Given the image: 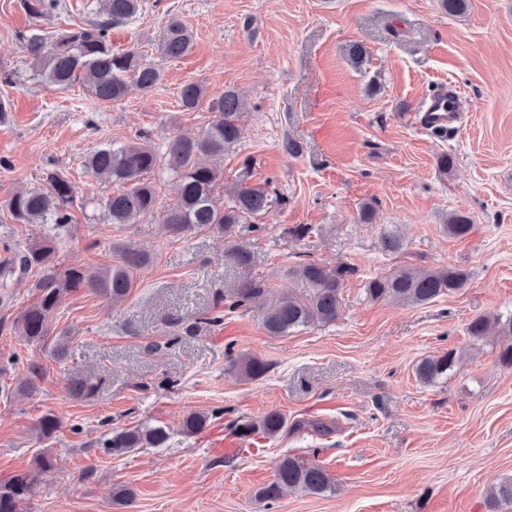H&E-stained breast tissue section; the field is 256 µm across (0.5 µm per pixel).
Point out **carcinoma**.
Instances as JSON below:
<instances>
[{"label":"carcinoma","instance_id":"carcinoma-1","mask_svg":"<svg viewBox=\"0 0 512 512\" xmlns=\"http://www.w3.org/2000/svg\"><path fill=\"white\" fill-rule=\"evenodd\" d=\"M103 9L98 17L88 20L74 29L47 34L41 30L25 36L29 55L37 64L46 84L54 89H67L79 82L101 101L120 100L127 88V78L132 76L139 87L148 92L162 78L161 70L151 63L142 62V55L134 50H112V28L137 15L141 0H100ZM28 12L35 17L52 14L60 6V0H23ZM193 46V34L176 15L168 18L159 37L158 51L164 57L178 58ZM205 95L204 89L189 82L180 90L182 108H198ZM211 110L216 112L208 127L198 136L174 135L167 141V169L179 180L180 197L170 210L167 229L175 237L183 238L199 229L206 228L224 235V259L246 268L251 263L250 253L231 239L233 228L250 218L267 214L272 205L268 189L246 185L250 176L249 162L243 163L239 173L238 190L232 201L219 206L214 193L224 180L223 171L216 166L198 163L200 155L224 156V151L236 143L240 136L242 106L232 89L215 101ZM157 163V153L148 144L100 148L85 157L84 167L100 182L122 184L126 189L118 194L100 199L106 217L113 224H135L150 213L157 204L156 190L152 182L144 179ZM74 197L72 186L57 171L47 173L40 187L14 193L6 207L13 221L18 224H48L44 239L25 247H4L6 257L0 259V287L15 274L20 276L38 269L39 278L34 285L37 301L26 308L14 322V328L30 345H42L49 336V319L58 308L62 295L75 293L86 286L95 293L119 302L134 288L135 273L149 261L145 255L120 253L121 261L99 271L83 268L62 269L55 260L54 239L72 220L71 208ZM474 227L473 219L465 212H453L443 229L454 238L467 237ZM353 269L339 265L327 268L313 260L299 261L288 269V277L296 287L272 300L263 318V327L271 335H285L307 326L326 325L336 321L340 311L339 295L346 277ZM468 273L460 268L441 270L398 269L391 273L370 278L365 293L377 301L398 300L411 305L432 302L445 293L464 287ZM266 285L255 279H246L234 293L225 296L224 302H216L212 316L202 319L209 326L224 320L225 307L229 311L249 307L254 301L267 296ZM490 319L486 316L473 318L466 328L470 338L479 341L486 335ZM459 362V356L451 349L440 356L424 358L416 367V376L424 384H432L448 375ZM240 365L250 379L264 376L269 366L262 359L249 356L233 360ZM46 375L45 366L31 361L25 374L16 382L13 392L31 395L37 392ZM102 384L99 377L78 375L68 382L69 394L77 399H91ZM209 416L203 413L189 414L183 424L187 434H197L208 426ZM287 419L278 411H270L260 420L244 417L232 420L230 433L243 439L260 434L266 439H276L286 428ZM61 426L53 414L44 415L38 423L41 437L48 439ZM244 432H239V429ZM169 441V433L161 426H137L111 430L99 440L98 447L104 453L121 456L138 448H162ZM52 469V458L47 449L35 456V466L0 480V512H21L20 504L29 500L42 474ZM286 487L299 488L312 494L333 489L332 477L318 464H307L295 457H285L277 465L275 479L256 490L262 501H278ZM490 508L502 501L512 502V478L506 479L487 492Z\"/></svg>","mask_w":512,"mask_h":512}]
</instances>
